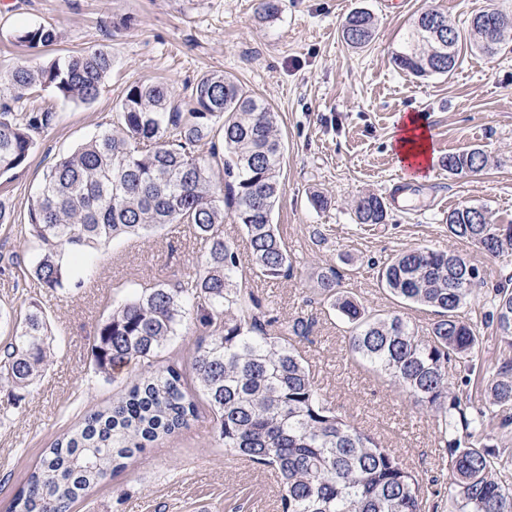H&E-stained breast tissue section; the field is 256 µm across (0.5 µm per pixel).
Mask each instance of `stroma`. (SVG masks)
I'll use <instances>...</instances> for the list:
<instances>
[{"label": "stroma", "mask_w": 512, "mask_h": 512, "mask_svg": "<svg viewBox=\"0 0 512 512\" xmlns=\"http://www.w3.org/2000/svg\"><path fill=\"white\" fill-rule=\"evenodd\" d=\"M404 2L393 14L380 0H282L279 16L263 20L259 0H0V87L21 65L43 67L83 50L112 58L95 101H68L48 88L35 100L52 107L57 119L38 134L25 167L0 176V202L10 212L0 224V247L18 245L46 167L110 129L129 85L161 82L187 102L204 75L233 77L278 114L285 151L273 222L297 261L287 279L248 275L249 291L282 318L314 317L301 349L322 393L407 467L435 479L444 495L450 472L439 455L434 412L352 359L339 317L313 300L319 276L332 268L364 307L400 312L423 336L434 313L398 303L377 278L390 257L418 247L460 255L484 277L476 308L512 275V257L489 258L449 236L446 224L449 210L463 202L485 207L493 223H512V27L497 55L466 53L446 75L417 78L392 60L422 11L443 13L464 33L484 10L512 19V0ZM357 9L374 18L373 39L360 49L341 37ZM40 24L55 29V45L31 50L16 42L17 30ZM35 101L25 97L10 107L26 112ZM403 113L419 115L431 135L435 162L420 181L408 180L390 146ZM473 148L487 153V167L450 174L447 155ZM400 181L407 182L415 209H389L383 224L358 223V200L386 196ZM316 194L327 199L326 209L311 205ZM205 254L186 226L169 224L143 239L108 244L82 287L54 295L25 267L0 262V311L16 315L38 304L53 333L35 383L15 393L0 387V512H7L14 486L44 448L132 382L129 373L112 383L94 372L98 324L131 289L194 275ZM213 430L207 406H200L187 428L128 459L119 477L96 487L73 512H281L275 474L225 453Z\"/></svg>", "instance_id": "stroma-1"}]
</instances>
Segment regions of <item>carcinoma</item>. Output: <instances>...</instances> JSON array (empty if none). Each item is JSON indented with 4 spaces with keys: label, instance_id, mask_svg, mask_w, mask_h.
<instances>
[{
    "label": "carcinoma",
    "instance_id": "1",
    "mask_svg": "<svg viewBox=\"0 0 512 512\" xmlns=\"http://www.w3.org/2000/svg\"><path fill=\"white\" fill-rule=\"evenodd\" d=\"M500 13L484 11L468 35L450 31L453 51L429 36L437 11L421 13L393 56L415 76L446 75L463 47L492 56L485 30ZM374 20L351 13L342 37L355 48L368 45ZM30 49L56 40L54 29L18 30ZM112 68L102 52H79L33 69L19 66L8 87L20 99L37 86L65 100L91 103ZM56 113L36 106L17 117L0 110V176L23 166L35 135L51 127ZM107 130L59 156L43 171L28 204L19 244L30 254L29 274L51 293L78 288L90 260L110 242L143 237L167 224H185L207 244L203 267L174 283L135 288L98 327L91 349L94 370L113 377L140 367L138 380L111 408L84 416L81 425L45 449L13 495L8 512H70L89 490L114 477L126 460L161 435L186 427L198 413L192 394L201 392L224 449L279 479L282 512H426L439 508V491L398 456L342 415L321 393L298 344L315 320L282 321L246 291L243 269L269 280L293 276L296 261L273 224L280 193L284 145L277 113L233 78L210 74L182 110L162 83L130 86ZM222 134L223 149L196 154L204 139ZM489 162L480 149L448 154V172L462 175ZM243 226L247 253L224 239V218ZM382 197L368 195L356 207L361 224H383ZM448 234L466 239L493 258L512 256V224L491 221L486 208L461 204L448 211ZM381 286L407 306L432 309L429 335L415 334L399 313L368 310L340 288L336 271L321 275L317 295L329 302L346 328L353 357L395 388L437 413L453 481L448 512H512V459L490 445L491 430L512 423V358L483 378L484 399L451 392L448 363L473 371L482 330L493 328L512 352V288L502 285L479 319L459 310L477 296L480 270L459 255L432 249L407 250L379 271ZM207 330L192 361L193 383L178 366L157 369L155 358L180 331ZM52 342L39 308L12 320L0 347V385L26 388L43 371Z\"/></svg>",
    "mask_w": 512,
    "mask_h": 512
}]
</instances>
